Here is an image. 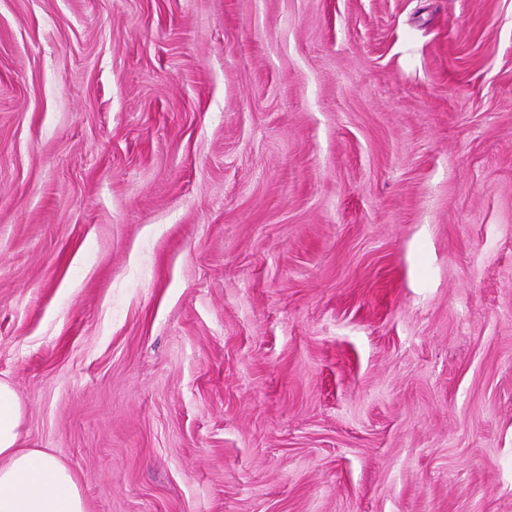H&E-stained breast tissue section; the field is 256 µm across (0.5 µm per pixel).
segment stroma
Returning a JSON list of instances; mask_svg holds the SVG:
<instances>
[{
	"instance_id": "35a3bbf8",
	"label": "stroma",
	"mask_w": 512,
	"mask_h": 512,
	"mask_svg": "<svg viewBox=\"0 0 512 512\" xmlns=\"http://www.w3.org/2000/svg\"><path fill=\"white\" fill-rule=\"evenodd\" d=\"M0 378L87 512H512V0H0Z\"/></svg>"
}]
</instances>
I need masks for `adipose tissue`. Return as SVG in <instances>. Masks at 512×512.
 Here are the masks:
<instances>
[{"mask_svg":"<svg viewBox=\"0 0 512 512\" xmlns=\"http://www.w3.org/2000/svg\"><path fill=\"white\" fill-rule=\"evenodd\" d=\"M24 409L0 379V512H86L78 478L62 460L22 444Z\"/></svg>","mask_w":512,"mask_h":512,"instance_id":"obj_1","label":"adipose tissue"}]
</instances>
